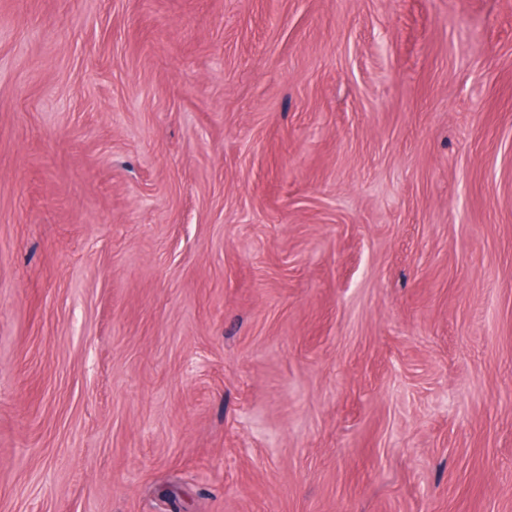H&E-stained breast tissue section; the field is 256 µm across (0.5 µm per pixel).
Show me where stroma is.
<instances>
[{
    "label": "stroma",
    "instance_id": "stroma-1",
    "mask_svg": "<svg viewBox=\"0 0 512 512\" xmlns=\"http://www.w3.org/2000/svg\"><path fill=\"white\" fill-rule=\"evenodd\" d=\"M0 512H512V0H0Z\"/></svg>",
    "mask_w": 512,
    "mask_h": 512
}]
</instances>
